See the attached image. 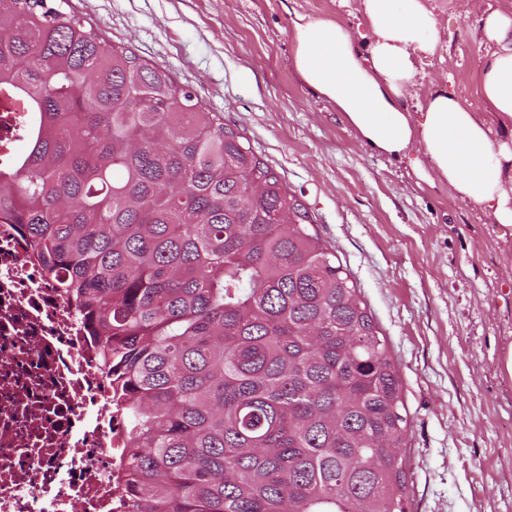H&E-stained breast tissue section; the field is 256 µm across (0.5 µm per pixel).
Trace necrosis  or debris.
<instances>
[{"label": "necrosis or debris", "mask_w": 512, "mask_h": 512, "mask_svg": "<svg viewBox=\"0 0 512 512\" xmlns=\"http://www.w3.org/2000/svg\"><path fill=\"white\" fill-rule=\"evenodd\" d=\"M74 303L0 221V512H112L122 422Z\"/></svg>", "instance_id": "necrosis-or-debris-1"}]
</instances>
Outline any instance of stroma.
Wrapping results in <instances>:
<instances>
[{
    "label": "stroma",
    "instance_id": "35a3bbf8",
    "mask_svg": "<svg viewBox=\"0 0 512 512\" xmlns=\"http://www.w3.org/2000/svg\"><path fill=\"white\" fill-rule=\"evenodd\" d=\"M444 44L421 67L499 127L478 92L479 19L512 0H427ZM192 87L281 176L351 274L400 374L409 512H512V224L409 160L377 153L299 81L292 21L337 20L365 53L359 0H69Z\"/></svg>",
    "mask_w": 512,
    "mask_h": 512
}]
</instances>
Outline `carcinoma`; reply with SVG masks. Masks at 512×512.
Wrapping results in <instances>:
<instances>
[{
	"label": "carcinoma",
	"mask_w": 512,
	"mask_h": 512,
	"mask_svg": "<svg viewBox=\"0 0 512 512\" xmlns=\"http://www.w3.org/2000/svg\"><path fill=\"white\" fill-rule=\"evenodd\" d=\"M66 6L0 0V96L34 114L0 218L101 343L130 512H408L348 270L221 113Z\"/></svg>",
	"instance_id": "1"
}]
</instances>
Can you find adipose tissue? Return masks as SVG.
Wrapping results in <instances>:
<instances>
[{"label":"adipose tissue","instance_id":"ef3b65f1","mask_svg":"<svg viewBox=\"0 0 512 512\" xmlns=\"http://www.w3.org/2000/svg\"><path fill=\"white\" fill-rule=\"evenodd\" d=\"M366 54L352 49L344 24L296 16L294 62L300 81L332 102L361 140L403 158L421 152L453 196L497 224H512V12L480 18L486 48L479 92L501 119L500 133L441 89L417 108L406 99L422 57L435 55L442 32L425 0H361Z\"/></svg>","mask_w":512,"mask_h":512}]
</instances>
